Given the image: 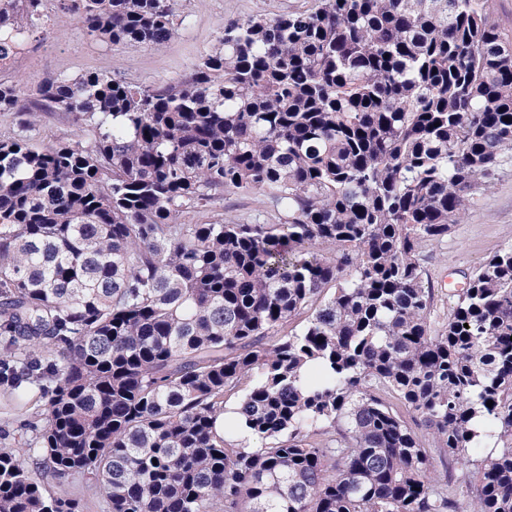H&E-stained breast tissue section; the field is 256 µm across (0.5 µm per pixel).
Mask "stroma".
<instances>
[{
  "label": "stroma",
  "mask_w": 512,
  "mask_h": 512,
  "mask_svg": "<svg viewBox=\"0 0 512 512\" xmlns=\"http://www.w3.org/2000/svg\"><path fill=\"white\" fill-rule=\"evenodd\" d=\"M312 0H180L183 22L178 34L158 50L140 46H112L83 35L76 25L59 15L51 4L54 21L35 34V49L10 68L0 70L1 80L20 82L33 91L44 79L65 72L76 76L87 71L118 75L147 89H159L187 77L195 63L222 35L225 25L256 15L272 16L306 9ZM87 128L73 115L46 111L36 123L35 138L43 144L77 142ZM262 205L257 194H229L213 209L188 215L192 224L250 219ZM512 244V166H505L493 187L475 195L463 223L454 225L442 244L426 253L425 278L436 295L463 288L465 276L490 256Z\"/></svg>",
  "instance_id": "obj_1"
}]
</instances>
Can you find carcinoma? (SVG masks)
<instances>
[{
  "label": "carcinoma",
  "mask_w": 512,
  "mask_h": 512,
  "mask_svg": "<svg viewBox=\"0 0 512 512\" xmlns=\"http://www.w3.org/2000/svg\"><path fill=\"white\" fill-rule=\"evenodd\" d=\"M44 2L0 0V64ZM57 2L113 46L179 31V0ZM37 93L89 136H0V386L39 391L0 512H81L75 475L107 512H512V245L439 330L422 267L512 163L488 0H314L230 22L163 89ZM24 109L0 80V112ZM226 193L266 206L182 221ZM467 451L476 470L435 475Z\"/></svg>",
  "instance_id": "cac0c4a2"
}]
</instances>
